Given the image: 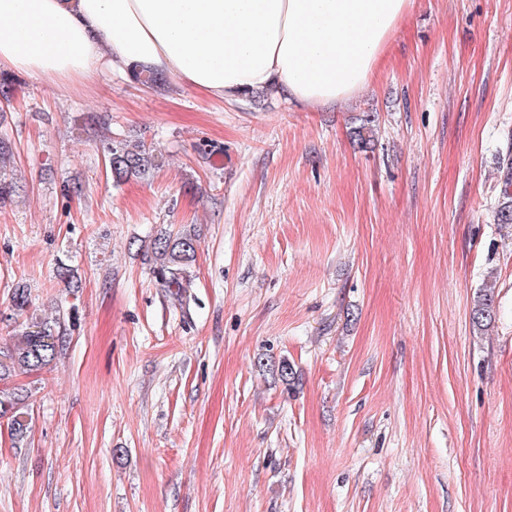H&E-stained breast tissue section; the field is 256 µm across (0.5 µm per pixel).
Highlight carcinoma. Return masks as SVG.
<instances>
[{"mask_svg": "<svg viewBox=\"0 0 512 512\" xmlns=\"http://www.w3.org/2000/svg\"><path fill=\"white\" fill-rule=\"evenodd\" d=\"M374 119L365 116L362 124L355 128L354 134L362 146L373 141ZM158 168V160L153 151L143 144H127L114 140L107 146L106 169L112 179L121 183L131 178L144 179ZM196 238L189 231L166 232L154 240L151 246L154 264L153 273L164 288H173V298L179 305L190 303L189 268L196 257ZM496 320V308L493 291L485 288L474 300L471 309L473 327L479 331L487 330ZM61 337L54 334L51 322L36 321L22 331L17 342L6 350L0 349V380L13 374L38 371L50 365L55 359ZM261 371L282 383L285 389L293 387L296 380L294 366L283 359L273 362L265 358L257 360ZM29 393L26 390L0 389V418L10 422L12 437L20 442L29 429L26 410Z\"/></svg>", "mask_w": 512, "mask_h": 512, "instance_id": "obj_1", "label": "carcinoma"}]
</instances>
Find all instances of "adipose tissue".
Returning a JSON list of instances; mask_svg holds the SVG:
<instances>
[{"label": "adipose tissue", "instance_id": "obj_1", "mask_svg": "<svg viewBox=\"0 0 512 512\" xmlns=\"http://www.w3.org/2000/svg\"><path fill=\"white\" fill-rule=\"evenodd\" d=\"M413 0H0V69L61 84L151 70L231 101L328 106L379 69Z\"/></svg>", "mask_w": 512, "mask_h": 512}]
</instances>
